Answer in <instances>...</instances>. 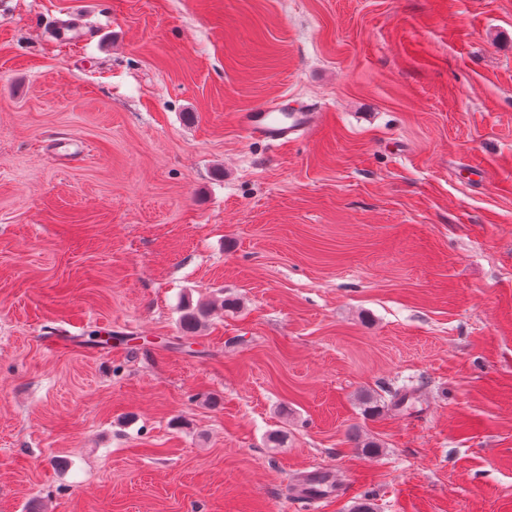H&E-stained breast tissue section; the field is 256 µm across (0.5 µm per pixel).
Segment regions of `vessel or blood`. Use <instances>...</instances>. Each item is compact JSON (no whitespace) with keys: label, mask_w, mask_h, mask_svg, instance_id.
Returning <instances> with one entry per match:
<instances>
[{"label":"vessel or blood","mask_w":512,"mask_h":512,"mask_svg":"<svg viewBox=\"0 0 512 512\" xmlns=\"http://www.w3.org/2000/svg\"><path fill=\"white\" fill-rule=\"evenodd\" d=\"M236 120L248 139L277 147L316 132L323 123V115L308 105L284 109L267 100L238 112Z\"/></svg>","instance_id":"b4317fda"}]
</instances>
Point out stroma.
Here are the masks:
<instances>
[{"instance_id":"obj_1","label":"stroma","mask_w":512,"mask_h":512,"mask_svg":"<svg viewBox=\"0 0 512 512\" xmlns=\"http://www.w3.org/2000/svg\"><path fill=\"white\" fill-rule=\"evenodd\" d=\"M274 98L328 122L247 140ZM316 471L320 512H512V0H0V512ZM212 308L207 305L187 307L179 319V326L184 332L195 333L211 315Z\"/></svg>"}]
</instances>
